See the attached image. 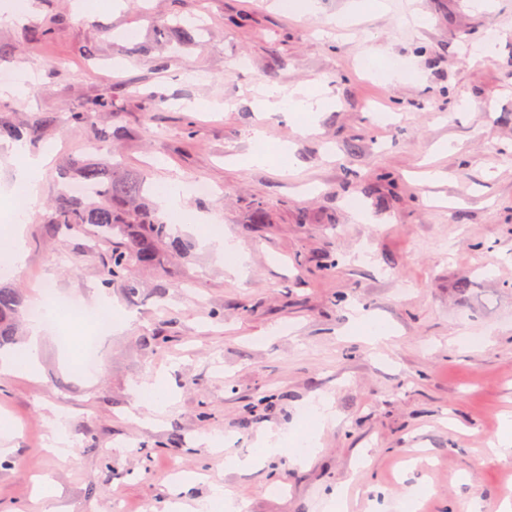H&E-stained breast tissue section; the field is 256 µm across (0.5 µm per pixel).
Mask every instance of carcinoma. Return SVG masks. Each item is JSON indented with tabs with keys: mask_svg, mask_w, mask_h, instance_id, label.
<instances>
[{
	"mask_svg": "<svg viewBox=\"0 0 512 512\" xmlns=\"http://www.w3.org/2000/svg\"><path fill=\"white\" fill-rule=\"evenodd\" d=\"M112 110V97L101 96L71 112H36L23 126L0 121V140H35L48 126L84 125L93 114ZM64 175L71 182L85 183L89 191L71 194L60 190L47 223L59 231L93 227L96 243L108 253L105 284L119 283L135 296L138 282L134 271L157 265L162 250H180L182 241L172 235L152 207L141 205L144 185L140 178H117L112 169L84 160L68 162ZM24 314L21 295L0 286V349L14 342Z\"/></svg>",
	"mask_w": 512,
	"mask_h": 512,
	"instance_id": "obj_1",
	"label": "carcinoma"
}]
</instances>
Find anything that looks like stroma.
<instances>
[{"instance_id":"obj_1","label":"stroma","mask_w":512,"mask_h":512,"mask_svg":"<svg viewBox=\"0 0 512 512\" xmlns=\"http://www.w3.org/2000/svg\"><path fill=\"white\" fill-rule=\"evenodd\" d=\"M352 6L321 0L290 19L274 0H123L89 17L74 0H30L31 17L60 16L55 32L0 25V65L36 76L30 93L0 96L1 120L102 95L120 106L44 130L41 146L57 152L25 227L27 262L0 282L28 309L52 291L66 310L106 300L124 322L98 337L96 368L75 367L61 321L34 374H0V420L15 430L0 512H169L218 486L244 512H325L337 489L344 512H395L416 488V512H495L512 498V456L486 448L512 414V0ZM177 17L201 24L193 41L159 33L156 21ZM489 36L493 55L474 58ZM393 61L411 79L386 80ZM269 85H316L332 103L307 136L270 113L269 140L293 144L294 161L251 166ZM201 100L223 108L197 110ZM116 124L125 137L89 153ZM86 155L149 188L171 177L213 189L186 198L173 230L187 248L137 270V298L104 284L106 251L90 233L47 222L62 166ZM203 216L243 248L237 272L192 231ZM356 307L389 338L354 332ZM314 399L335 419L295 464L287 451ZM59 427L65 463L52 450ZM268 430L287 433L286 452L238 469ZM224 436L233 447L207 443ZM42 477L55 496L38 498Z\"/></svg>"}]
</instances>
